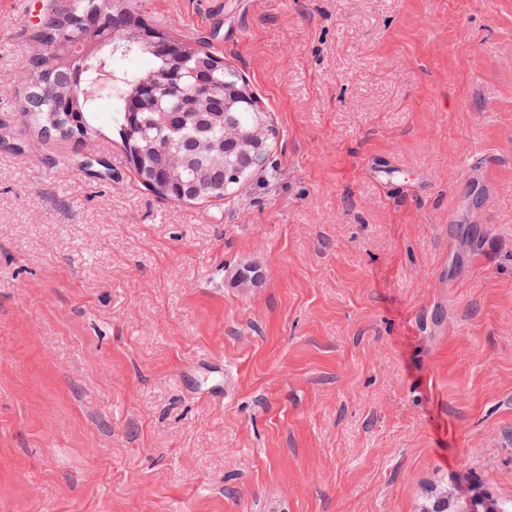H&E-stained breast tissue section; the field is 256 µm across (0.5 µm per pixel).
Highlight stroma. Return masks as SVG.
<instances>
[{
    "label": "stroma",
    "instance_id": "1",
    "mask_svg": "<svg viewBox=\"0 0 512 512\" xmlns=\"http://www.w3.org/2000/svg\"><path fill=\"white\" fill-rule=\"evenodd\" d=\"M68 3L0 0V512L512 502V0H131L277 131L196 204L34 134Z\"/></svg>",
    "mask_w": 512,
    "mask_h": 512
}]
</instances>
